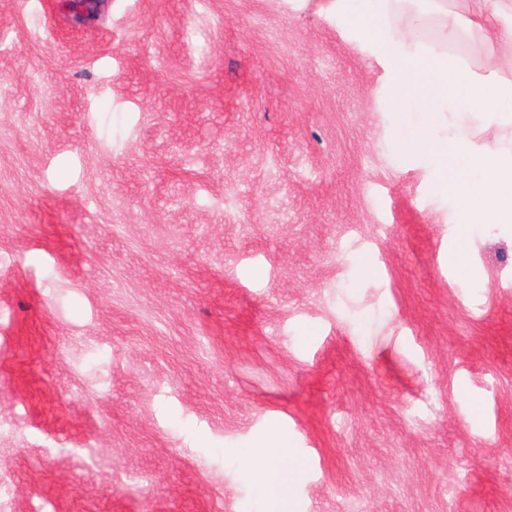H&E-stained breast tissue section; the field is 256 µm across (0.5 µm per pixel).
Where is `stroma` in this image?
<instances>
[{"label": "stroma", "mask_w": 512, "mask_h": 512, "mask_svg": "<svg viewBox=\"0 0 512 512\" xmlns=\"http://www.w3.org/2000/svg\"><path fill=\"white\" fill-rule=\"evenodd\" d=\"M327 2L0 0V512H512V223ZM292 468L293 460L288 448H284L276 438H266L251 449L247 473L268 498L279 500L291 492L288 472H292Z\"/></svg>", "instance_id": "35a3bbf8"}]
</instances>
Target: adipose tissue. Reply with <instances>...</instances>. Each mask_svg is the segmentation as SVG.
<instances>
[{
  "label": "adipose tissue",
  "instance_id": "obj_1",
  "mask_svg": "<svg viewBox=\"0 0 512 512\" xmlns=\"http://www.w3.org/2000/svg\"><path fill=\"white\" fill-rule=\"evenodd\" d=\"M292 468L293 460L287 448L277 439L260 440L251 450L248 476L270 499L278 500L290 494L288 474Z\"/></svg>",
  "mask_w": 512,
  "mask_h": 512
}]
</instances>
